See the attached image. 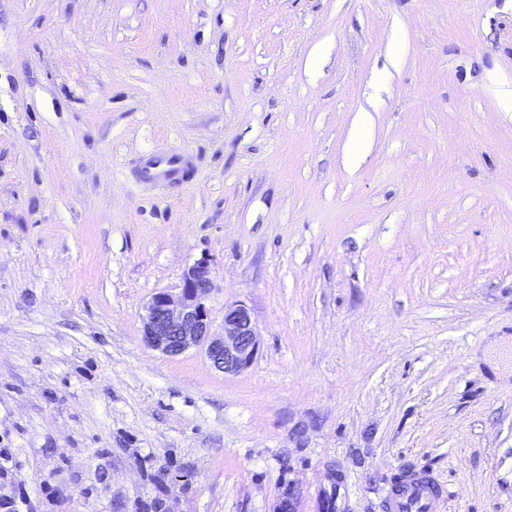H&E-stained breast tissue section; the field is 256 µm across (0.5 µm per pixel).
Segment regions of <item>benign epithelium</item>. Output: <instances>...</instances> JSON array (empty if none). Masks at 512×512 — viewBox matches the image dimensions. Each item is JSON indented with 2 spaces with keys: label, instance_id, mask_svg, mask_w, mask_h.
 I'll use <instances>...</instances> for the list:
<instances>
[{
  "label": "benign epithelium",
  "instance_id": "1",
  "mask_svg": "<svg viewBox=\"0 0 512 512\" xmlns=\"http://www.w3.org/2000/svg\"><path fill=\"white\" fill-rule=\"evenodd\" d=\"M212 290L209 263L203 260L189 266L182 274L180 294L158 292L144 304L143 341L171 357L199 347L215 369L237 374L253 362L258 352L256 325L245 305L230 304L224 306L223 334H212L207 307Z\"/></svg>",
  "mask_w": 512,
  "mask_h": 512
}]
</instances>
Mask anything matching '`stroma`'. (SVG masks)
Returning <instances> with one entry per match:
<instances>
[{"mask_svg":"<svg viewBox=\"0 0 512 512\" xmlns=\"http://www.w3.org/2000/svg\"><path fill=\"white\" fill-rule=\"evenodd\" d=\"M506 83L512 0H0V501L512 512ZM201 260L235 375L142 340ZM186 167L181 156L160 151L147 166L142 165L141 177L144 181L177 179L185 174ZM444 487L427 471L397 475L390 484L388 503L391 512H432V503Z\"/></svg>","mask_w":512,"mask_h":512,"instance_id":"stroma-1","label":"stroma"}]
</instances>
